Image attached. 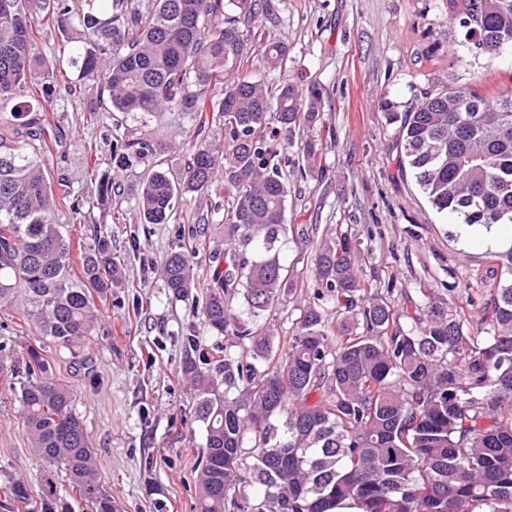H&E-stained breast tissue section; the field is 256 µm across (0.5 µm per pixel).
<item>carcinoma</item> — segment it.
<instances>
[{
	"instance_id": "1",
	"label": "carcinoma",
	"mask_w": 512,
	"mask_h": 512,
	"mask_svg": "<svg viewBox=\"0 0 512 512\" xmlns=\"http://www.w3.org/2000/svg\"><path fill=\"white\" fill-rule=\"evenodd\" d=\"M57 29L68 58L33 55L39 17ZM258 0H0V302L24 292V313L53 344L82 358L93 335L96 299L112 295L121 270L112 241L94 231L95 246L74 245L55 211L78 224L100 212L120 221L112 180L100 170L98 145L84 165L96 192L77 193L48 176V140L58 125L46 115L58 91L71 97L96 83L88 125L108 119L109 151L128 164L152 161L137 193L142 224L177 220L188 197L231 198L224 212V251L208 290L195 304L200 324L216 336L249 342L250 359L199 351L184 337L182 373L205 428L197 466L198 512H333L349 501L360 512H512V243L491 252L497 276L485 322L427 294L409 314L360 281L363 242L348 231L314 253L317 288L300 310L282 354L273 353L265 314L287 301L294 282L280 247L286 235L288 149L303 157L301 176L320 154V93L285 84L267 87L243 74L252 60L276 69L287 48L265 45L253 57L250 24ZM458 24L472 53L488 58L512 46V0H463ZM55 74L39 82L37 68ZM18 97L43 101L20 141ZM400 167H409L435 209L456 224L512 231V94L490 100L469 86L423 92L411 110L393 111ZM193 117L177 174L163 168L167 144L149 123L162 111ZM141 127L127 128V121ZM277 128H270V124ZM224 127L228 145L207 128ZM206 247L200 230L180 228L160 275L168 293L189 298L193 255ZM244 311L234 314L231 295ZM418 322L404 329L400 319ZM267 367L259 371L256 363ZM43 346L27 348L18 398L32 447L62 468L92 512H115L69 388L53 376ZM252 463H247V460ZM4 497L29 501L9 480ZM37 512H58L53 481L44 477Z\"/></svg>"
}]
</instances>
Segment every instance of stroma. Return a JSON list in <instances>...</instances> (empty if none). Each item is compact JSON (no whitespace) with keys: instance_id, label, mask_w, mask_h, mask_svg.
<instances>
[{"instance_id":"1","label":"stroma","mask_w":512,"mask_h":512,"mask_svg":"<svg viewBox=\"0 0 512 512\" xmlns=\"http://www.w3.org/2000/svg\"><path fill=\"white\" fill-rule=\"evenodd\" d=\"M253 47L287 45L285 66L249 67L269 85L319 89L325 132L312 176H289L288 231L280 258L292 280L302 284L271 319V343L286 351L305 298L314 285L312 259L322 238L337 229L357 234L369 252L357 274L361 280L393 284L413 303L425 305V291L455 301L478 319L489 298L492 267L488 245L464 234L437 213L411 174L399 168L397 126L383 109L392 102L403 112L426 89L448 82L466 84L487 98L512 93V48L495 58L469 52L453 18L461 0H268ZM97 90L59 95L54 117L62 137L54 146L52 177L77 191L93 192L83 164L84 145L96 142L101 168L119 192L123 221L104 225L112 254L122 262V280L100 304V319L84 351L88 367L47 345L56 379L74 395V411L89 435L106 491L118 512H197L195 470L205 429L194 414L192 392L181 372L183 337L199 323L190 301L169 296L160 267L177 242L178 224L202 223L211 249H223V214H209V202L184 205L177 223L142 227L133 190L146 163L111 159L105 126L83 120ZM7 330L0 365L21 364L36 330L22 304L0 305ZM0 374V478L23 481L39 499L45 464L34 452L21 407Z\"/></svg>"}]
</instances>
